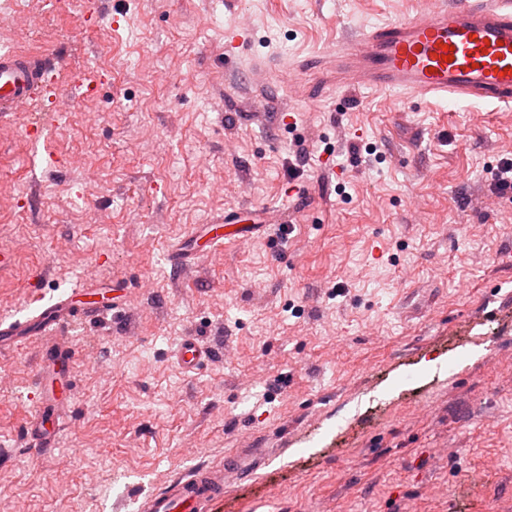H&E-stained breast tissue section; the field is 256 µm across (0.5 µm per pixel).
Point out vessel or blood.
Returning a JSON list of instances; mask_svg holds the SVG:
<instances>
[{
    "instance_id": "vessel-or-blood-1",
    "label": "vessel or blood",
    "mask_w": 512,
    "mask_h": 512,
    "mask_svg": "<svg viewBox=\"0 0 512 512\" xmlns=\"http://www.w3.org/2000/svg\"><path fill=\"white\" fill-rule=\"evenodd\" d=\"M452 61H444L445 47ZM51 68L48 55L0 50V113L28 108ZM337 85L365 87L427 103L464 101L512 111V0H433L420 16L389 22L346 41L328 68ZM261 211L245 210L221 224L196 225L189 245L170 254L172 266L186 271L199 253L243 242L261 223ZM71 289L65 299L45 303L28 319L0 321V350L11 349L35 336L43 337L36 369L37 399L25 416L32 448H55L67 422L66 399L72 392L69 368L79 353L67 335L76 323L102 318L108 307ZM216 348L195 336L178 343L173 357L179 369L192 374L212 362ZM234 463L192 468L163 492L138 500L136 512H209L224 495V476Z\"/></svg>"
}]
</instances>
